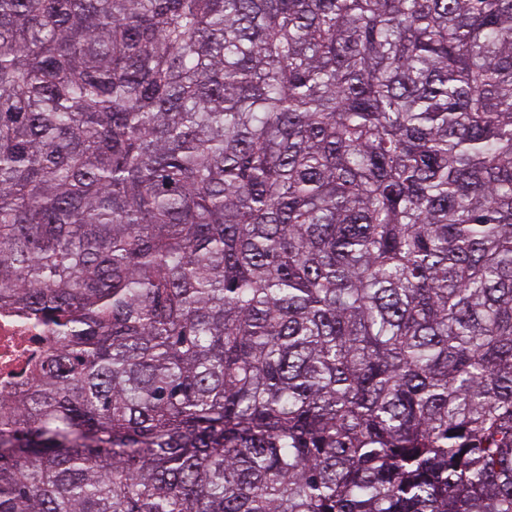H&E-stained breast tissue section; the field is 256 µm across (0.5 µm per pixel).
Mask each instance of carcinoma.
I'll return each instance as SVG.
<instances>
[{
    "label": "carcinoma",
    "mask_w": 512,
    "mask_h": 512,
    "mask_svg": "<svg viewBox=\"0 0 512 512\" xmlns=\"http://www.w3.org/2000/svg\"><path fill=\"white\" fill-rule=\"evenodd\" d=\"M0 512H512V0H0ZM40 330L15 308L0 306V394L17 397L25 389L23 375L47 348Z\"/></svg>",
    "instance_id": "cac0c4a2"
}]
</instances>
